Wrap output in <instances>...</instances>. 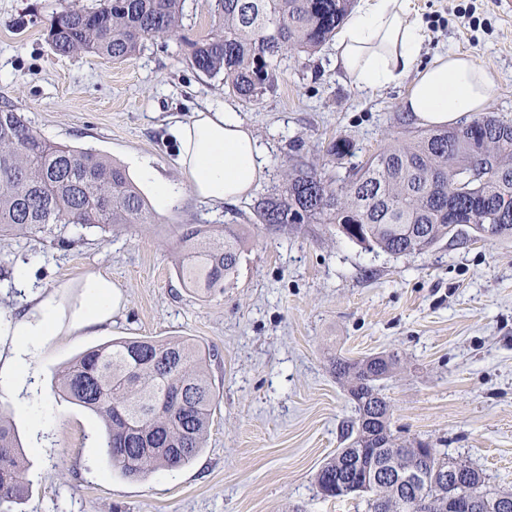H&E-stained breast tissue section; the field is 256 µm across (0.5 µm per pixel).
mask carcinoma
<instances>
[{
  "label": "carcinoma",
  "mask_w": 512,
  "mask_h": 512,
  "mask_svg": "<svg viewBox=\"0 0 512 512\" xmlns=\"http://www.w3.org/2000/svg\"><path fill=\"white\" fill-rule=\"evenodd\" d=\"M186 0H99L86 10L53 13L46 39L60 55L91 53L131 60L149 37L182 27ZM353 0H215L216 29L186 40L190 62L246 103L274 91L290 53L312 54L336 35ZM355 146L338 139L330 155L343 159ZM482 157L489 175L459 186L456 170ZM260 224H336L350 240L391 255L429 251L453 224L492 225L512 237V122L490 112L471 115L452 130H421L385 147L335 179L325 169L296 163L282 188L250 205ZM155 213L125 168L90 149L45 140L11 105L0 107V232L18 234L44 224L112 228L153 224ZM241 238L229 226L189 224L176 267L184 285L202 296L224 287L237 271ZM395 355L336 358L355 418L319 471L317 485L336 497V457H350L349 481L376 485L366 512H442L448 494L463 492L484 512L497 496L478 470L437 453L420 458L423 443L397 442L381 381ZM58 392L95 412L105 429L107 460L124 477L142 479L160 469L191 464L206 447L215 390L206 351L190 338H119L97 346L55 376ZM26 460L10 419L0 413V512L28 494Z\"/></svg>",
  "instance_id": "obj_1"
}]
</instances>
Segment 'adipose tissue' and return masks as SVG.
Returning a JSON list of instances; mask_svg holds the SVG:
<instances>
[{"instance_id": "adipose-tissue-1", "label": "adipose tissue", "mask_w": 512, "mask_h": 512, "mask_svg": "<svg viewBox=\"0 0 512 512\" xmlns=\"http://www.w3.org/2000/svg\"><path fill=\"white\" fill-rule=\"evenodd\" d=\"M412 12V0H358L336 35L334 68L357 88L372 91L412 75L401 108L421 126H452L463 116L484 111L493 95L492 76L466 53L447 51L423 59L426 31ZM169 124L178 144L177 166L197 199L216 207L232 204L262 179L263 149L232 106H208L187 119L173 115ZM82 286L88 302L77 324L88 329L111 318L121 293L99 271L87 274ZM32 302L30 316H0V337H9L11 348L8 363L0 366V383L26 382L32 357L56 333V297L37 294Z\"/></svg>"}]
</instances>
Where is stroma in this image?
<instances>
[{
    "label": "stroma",
    "instance_id": "obj_1",
    "mask_svg": "<svg viewBox=\"0 0 512 512\" xmlns=\"http://www.w3.org/2000/svg\"><path fill=\"white\" fill-rule=\"evenodd\" d=\"M97 0H0V106H15L45 139L93 149L121 165L137 157L167 179L183 176L167 130L209 102L234 104L268 149L255 189L278 186L293 158L349 166L415 130L400 102L405 76L362 91L331 66V45L297 55L273 93L251 106L221 80L200 78L185 38L215 26L212 0H186L181 31L147 39L128 61L60 55L45 40L53 13ZM423 54L472 55L494 79L488 111L512 119V0H413ZM339 138L354 156L331 163ZM250 199L217 209L182 191L152 224L108 231L48 224L0 238V314L31 313L14 288L18 265L60 301L56 336L31 361L25 387L0 384L28 458L30 492L13 512H365L362 498H326L316 475L355 416L333 356L397 354L384 392L391 431L424 440L512 490V239L447 238L395 256L349 240L333 224H256ZM234 224L245 245L235 278L203 298L176 273L181 227ZM107 273L122 304L93 330L74 327L86 272ZM187 337L209 350L217 399L206 447L178 470L142 480L112 470L97 415L61 397L52 378L82 352L115 338ZM48 412L46 429L35 415Z\"/></svg>",
    "mask_w": 512,
    "mask_h": 512
}]
</instances>
